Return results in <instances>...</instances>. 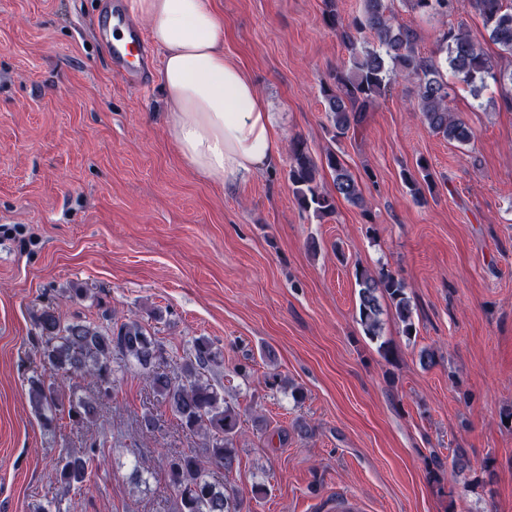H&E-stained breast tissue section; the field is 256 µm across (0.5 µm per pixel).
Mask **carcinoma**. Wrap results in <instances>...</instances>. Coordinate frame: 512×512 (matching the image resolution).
I'll use <instances>...</instances> for the list:
<instances>
[{
  "label": "carcinoma",
  "instance_id": "carcinoma-1",
  "mask_svg": "<svg viewBox=\"0 0 512 512\" xmlns=\"http://www.w3.org/2000/svg\"><path fill=\"white\" fill-rule=\"evenodd\" d=\"M414 13L446 16L469 8L482 17L489 40L499 54L512 58V0H402ZM323 18L336 31L348 54L336 69L332 82L322 90L324 112L333 138L345 136L362 126L367 113L391 85L411 84L414 101L428 129L450 142L468 145L475 132L448 107L449 71L456 80L478 93L491 85L500 89L503 100L512 105V70L499 69L462 29H444L436 39V51L428 56L418 51L414 29L395 22L390 0H362L359 14L344 21L337 0H323ZM288 179L298 207L322 218L335 212V197L359 208L364 198L358 180L346 162L334 151L318 162L302 140L289 148ZM332 177L336 196L320 190V172ZM404 181L418 200L433 188V175L426 159L416 161ZM358 286V324L370 340L380 342L379 351L388 359L391 347L382 340L384 307H389L402 325L403 333H417L411 299L406 286L391 270L355 268ZM32 341L39 350L44 369L64 378H77L91 394L76 388L64 391L48 382L42 373L28 378L31 406L50 427L57 416L67 414L72 427L97 420L99 400L108 396L133 363L148 376L151 387L178 418L182 427L204 437L200 451L173 455L167 460L169 486L177 500V512H241L239 498L211 480L210 468L230 471L238 462L233 439L238 432L239 411L224 399V392L204 379V373L218 358L214 343L205 337L194 340L191 356L170 376L155 370L163 352L162 344L137 319L113 326L74 318L64 321L50 304L33 316ZM106 440H95L81 454L63 449L53 474L66 490H81L91 481L96 450Z\"/></svg>",
  "mask_w": 512,
  "mask_h": 512
}]
</instances>
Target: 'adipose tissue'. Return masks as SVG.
<instances>
[{
    "label": "adipose tissue",
    "instance_id": "adipose-tissue-1",
    "mask_svg": "<svg viewBox=\"0 0 512 512\" xmlns=\"http://www.w3.org/2000/svg\"><path fill=\"white\" fill-rule=\"evenodd\" d=\"M150 23L161 50L169 139L197 175L236 185L279 157L278 123L253 81L224 56V22L215 0H127Z\"/></svg>",
    "mask_w": 512,
    "mask_h": 512
}]
</instances>
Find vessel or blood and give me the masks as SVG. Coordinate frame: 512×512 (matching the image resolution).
<instances>
[{"label":"vessel or blood","instance_id":"1","mask_svg":"<svg viewBox=\"0 0 512 512\" xmlns=\"http://www.w3.org/2000/svg\"><path fill=\"white\" fill-rule=\"evenodd\" d=\"M103 36L108 37L112 67L126 85L143 87L149 79L151 61L143 29L125 13L120 0H104L98 17Z\"/></svg>","mask_w":512,"mask_h":512}]
</instances>
